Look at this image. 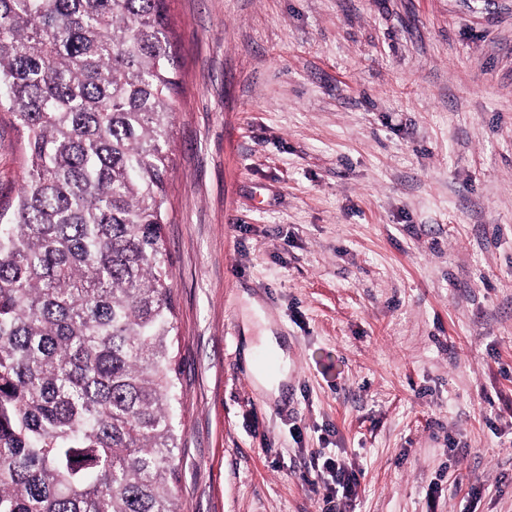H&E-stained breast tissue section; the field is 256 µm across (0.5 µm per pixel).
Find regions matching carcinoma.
Here are the masks:
<instances>
[{
	"instance_id": "obj_1",
	"label": "carcinoma",
	"mask_w": 512,
	"mask_h": 512,
	"mask_svg": "<svg viewBox=\"0 0 512 512\" xmlns=\"http://www.w3.org/2000/svg\"><path fill=\"white\" fill-rule=\"evenodd\" d=\"M168 0H0V512H179ZM23 139L11 114L0 111V202L3 206L14 201L23 183Z\"/></svg>"
}]
</instances>
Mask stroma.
<instances>
[{
	"label": "stroma",
	"mask_w": 512,
	"mask_h": 512,
	"mask_svg": "<svg viewBox=\"0 0 512 512\" xmlns=\"http://www.w3.org/2000/svg\"><path fill=\"white\" fill-rule=\"evenodd\" d=\"M181 512H512V0H170ZM0 111V203L24 177ZM288 350L279 394L243 326ZM322 468L321 476L327 473V477H323L327 488V494L324 497L325 512H334L336 505L331 504L336 502V497L340 492L342 495H349L353 491L357 479L353 472H349L344 463L332 458L326 459ZM328 480L331 481V484Z\"/></svg>",
	"instance_id": "35a3bbf8"
}]
</instances>
